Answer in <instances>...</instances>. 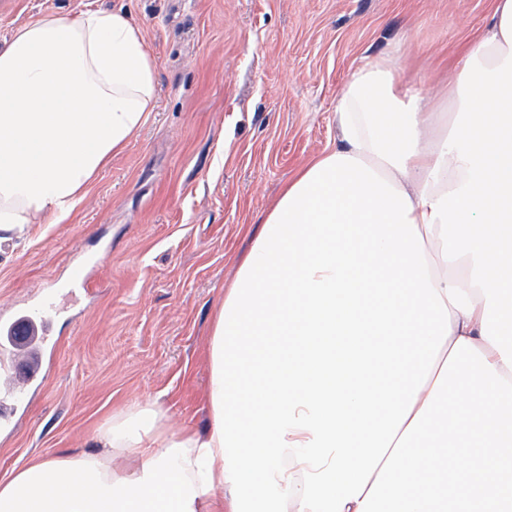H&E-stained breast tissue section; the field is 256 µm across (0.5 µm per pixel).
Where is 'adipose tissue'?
<instances>
[{
	"instance_id": "ef3b65f1",
	"label": "adipose tissue",
	"mask_w": 512,
	"mask_h": 512,
	"mask_svg": "<svg viewBox=\"0 0 512 512\" xmlns=\"http://www.w3.org/2000/svg\"><path fill=\"white\" fill-rule=\"evenodd\" d=\"M157 104L124 10L0 45V240L67 220ZM211 326L208 427L158 402L0 478V512H512V0L433 103L354 70ZM133 455V473L112 461ZM464 464L453 467L455 459Z\"/></svg>"
}]
</instances>
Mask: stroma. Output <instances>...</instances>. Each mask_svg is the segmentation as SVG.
<instances>
[{
    "mask_svg": "<svg viewBox=\"0 0 512 512\" xmlns=\"http://www.w3.org/2000/svg\"><path fill=\"white\" fill-rule=\"evenodd\" d=\"M124 9L157 63L158 101L73 215L0 244V312L94 282L58 324L45 385L0 430V477L91 452L112 415L156 400L175 428L209 422L210 324L284 183L334 147L336 97L365 58L440 100L493 0H0V44L43 14Z\"/></svg>",
    "mask_w": 512,
    "mask_h": 512,
    "instance_id": "1",
    "label": "stroma"
}]
</instances>
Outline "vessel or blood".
<instances>
[{"label": "vessel or blood", "mask_w": 512, "mask_h": 512, "mask_svg": "<svg viewBox=\"0 0 512 512\" xmlns=\"http://www.w3.org/2000/svg\"><path fill=\"white\" fill-rule=\"evenodd\" d=\"M62 315L52 298H44L36 306L11 309L0 315V369L24 384L41 387L47 376L43 362L21 364L17 353L28 348L39 354H52L55 345V324Z\"/></svg>", "instance_id": "b4317fda"}]
</instances>
